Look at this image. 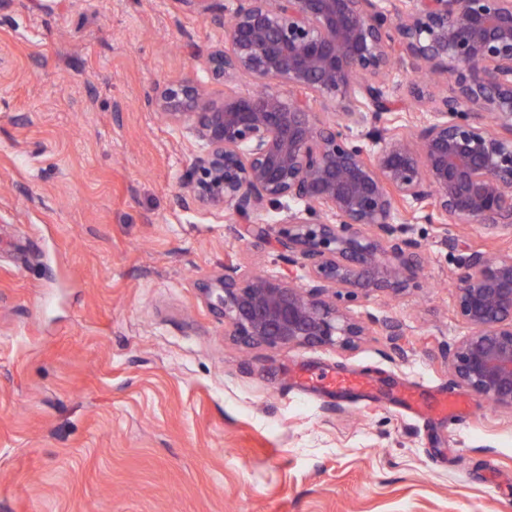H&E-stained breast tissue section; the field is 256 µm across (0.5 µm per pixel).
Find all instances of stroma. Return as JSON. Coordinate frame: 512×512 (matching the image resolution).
Segmentation results:
<instances>
[{
	"label": "stroma",
	"mask_w": 512,
	"mask_h": 512,
	"mask_svg": "<svg viewBox=\"0 0 512 512\" xmlns=\"http://www.w3.org/2000/svg\"><path fill=\"white\" fill-rule=\"evenodd\" d=\"M224 3L0 0V512H512V410L414 416L396 397L458 394L454 285L512 232L396 224L421 287L336 304L400 321L401 351L225 335V263L287 267L191 200L199 145L152 103L188 75L252 90L205 64ZM352 372L373 399L328 382Z\"/></svg>",
	"instance_id": "1"
}]
</instances>
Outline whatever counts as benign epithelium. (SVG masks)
<instances>
[{
	"instance_id": "7a95c632",
	"label": "benign epithelium",
	"mask_w": 512,
	"mask_h": 512,
	"mask_svg": "<svg viewBox=\"0 0 512 512\" xmlns=\"http://www.w3.org/2000/svg\"><path fill=\"white\" fill-rule=\"evenodd\" d=\"M224 47L206 65L225 82L247 76L253 93L216 99L193 77L164 85L155 107L198 141L182 185L198 204L244 220L229 234L262 244L303 271L257 276L224 265V328L249 347L329 345L347 351L370 335L400 350L399 322L351 315L344 291L400 296L416 286L419 245L394 238V219L481 224L512 231V0H233ZM395 62L430 68L448 93L411 82L430 119L389 130L378 149L346 131L411 108L389 97ZM339 103L318 123L312 101ZM268 211L275 224L253 222ZM455 312L466 336L447 347L454 383L512 409V252L476 251L458 276Z\"/></svg>"
}]
</instances>
